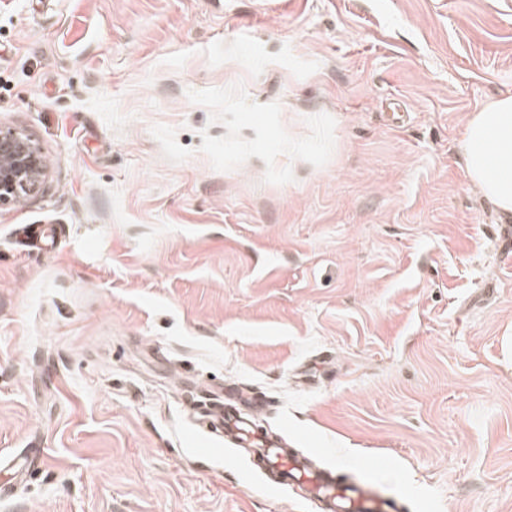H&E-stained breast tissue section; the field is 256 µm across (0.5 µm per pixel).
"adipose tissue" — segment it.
Masks as SVG:
<instances>
[{
    "mask_svg": "<svg viewBox=\"0 0 512 512\" xmlns=\"http://www.w3.org/2000/svg\"><path fill=\"white\" fill-rule=\"evenodd\" d=\"M462 151L469 182L500 213L512 215V94L469 113Z\"/></svg>",
    "mask_w": 512,
    "mask_h": 512,
    "instance_id": "1",
    "label": "adipose tissue"
}]
</instances>
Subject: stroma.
<instances>
[{
	"mask_svg": "<svg viewBox=\"0 0 512 512\" xmlns=\"http://www.w3.org/2000/svg\"><path fill=\"white\" fill-rule=\"evenodd\" d=\"M512 0H0V512H324L191 409L403 512H512V265L469 183ZM27 462L17 476L15 466ZM48 169L42 149L22 129L0 127V209L44 189ZM214 419L226 427V436H233L239 443H250V430L248 423L244 420H239L235 416L225 418L224 412L216 413ZM225 421V423H224Z\"/></svg>",
	"mask_w": 512,
	"mask_h": 512,
	"instance_id": "35a3bbf8",
	"label": "stroma"
}]
</instances>
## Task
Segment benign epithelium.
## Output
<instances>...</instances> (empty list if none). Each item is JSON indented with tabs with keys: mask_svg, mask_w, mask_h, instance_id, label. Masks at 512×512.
<instances>
[{
	"mask_svg": "<svg viewBox=\"0 0 512 512\" xmlns=\"http://www.w3.org/2000/svg\"><path fill=\"white\" fill-rule=\"evenodd\" d=\"M48 169L42 149L19 128L0 127V209L44 189Z\"/></svg>",
	"mask_w": 512,
	"mask_h": 512,
	"instance_id": "benign-epithelium-1",
	"label": "benign epithelium"
}]
</instances>
